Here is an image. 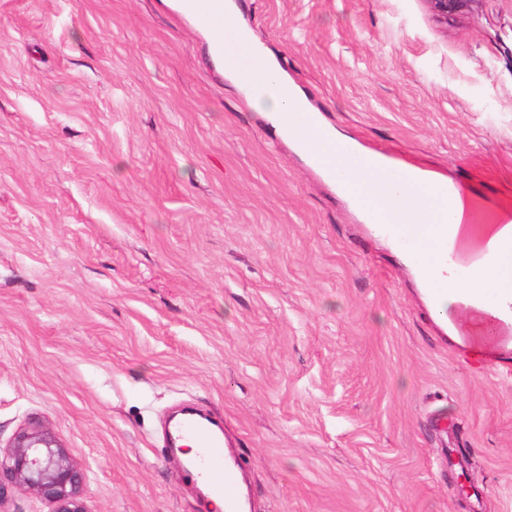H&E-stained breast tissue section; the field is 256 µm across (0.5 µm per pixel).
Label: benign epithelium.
<instances>
[{"label":"benign epithelium","mask_w":512,"mask_h":512,"mask_svg":"<svg viewBox=\"0 0 512 512\" xmlns=\"http://www.w3.org/2000/svg\"><path fill=\"white\" fill-rule=\"evenodd\" d=\"M434 16L448 22L472 12L480 0H426ZM87 474L70 456L61 438L42 424L24 427L0 449V508L8 488L28 491L52 506L51 512H88Z\"/></svg>","instance_id":"7a95c632"}]
</instances>
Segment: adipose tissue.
Here are the masks:
<instances>
[{"label":"adipose tissue","mask_w":512,"mask_h":512,"mask_svg":"<svg viewBox=\"0 0 512 512\" xmlns=\"http://www.w3.org/2000/svg\"><path fill=\"white\" fill-rule=\"evenodd\" d=\"M238 10L234 0L224 2V53L220 60L230 66L233 82L252 94L255 104L268 112L274 125L296 146L304 139L292 115L307 102L306 96L285 77L273 58L252 50L250 30L237 22ZM349 138L336 130H328L324 152L336 165L339 173L352 174L365 199L382 196L388 202L390 214L401 224H447L459 226L464 204L458 196L440 195L436 187L415 184L405 186L391 173L364 164L343 151ZM448 290L433 299L437 317H453L454 328L462 333L473 356L480 357L499 345L498 315L494 309L465 305L464 300L474 293L498 294L512 301V260L497 265L492 271L467 280L447 272Z\"/></svg>","instance_id":"obj_1"}]
</instances>
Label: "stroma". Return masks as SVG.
Masks as SVG:
<instances>
[{"label":"stroma","instance_id":"1","mask_svg":"<svg viewBox=\"0 0 512 512\" xmlns=\"http://www.w3.org/2000/svg\"><path fill=\"white\" fill-rule=\"evenodd\" d=\"M324 122L512 207V0H236ZM221 420L251 512H512V346L413 266L168 0H0V445L89 512H209L167 416ZM479 0H427L434 16L446 24L472 12ZM87 474L61 438L42 424L21 428L0 448V511L8 487L28 491L52 506L51 512H89L83 497Z\"/></svg>","mask_w":512,"mask_h":512}]
</instances>
